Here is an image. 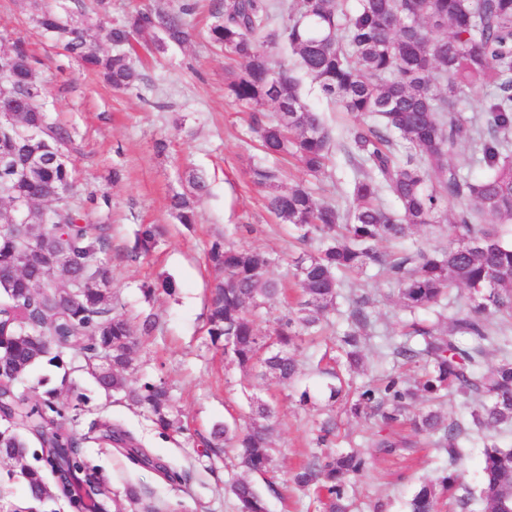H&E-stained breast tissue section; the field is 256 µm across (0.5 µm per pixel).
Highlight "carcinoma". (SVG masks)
Instances as JSON below:
<instances>
[{
  "label": "carcinoma",
  "mask_w": 512,
  "mask_h": 512,
  "mask_svg": "<svg viewBox=\"0 0 512 512\" xmlns=\"http://www.w3.org/2000/svg\"><path fill=\"white\" fill-rule=\"evenodd\" d=\"M224 0L213 11L208 40L241 61L229 72L226 94L240 104H273L276 118L256 128L265 155L289 154L313 175L325 172L331 131L319 113L302 100L299 69L323 96L357 120L349 129L345 153L354 170L353 208L316 202L297 183L278 190L280 170L257 163L248 170L252 184L271 190L266 207L291 224L303 242L316 240L313 254L294 261L300 298L267 333L259 332L256 314L277 301L281 285L268 276L271 259L230 243L212 244L208 258L223 273L209 302L207 333L222 342L224 355L242 370H257L290 385L299 373L296 352L303 336L316 338L327 314L336 309L343 288L340 275L383 276L396 285V303L409 316L403 340L379 334L370 296L350 299L343 314L346 328L336 337V366L321 370L330 379L329 400L344 403L346 413L378 416L386 427L410 424L416 434L437 437L453 470L423 484L409 512H442L453 500L464 509L478 498L484 512H512V448L497 436L512 431V0ZM34 25L93 70L116 91L138 87L143 74L131 65L125 46L141 39L161 51L189 40V17L196 4L176 10L145 7L109 31L113 51L92 45L86 31L63 15L31 0ZM283 47L295 67L275 59ZM15 87L14 125L0 131V156L15 164L37 152L47 158L26 178L0 170V276L10 279L13 295L0 303V418L30 434L43 453L65 470L74 467L91 477L97 472L80 460V439L61 409L47 398L32 405L15 382L44 359L80 353L83 369L105 393H122L147 409L166 432L182 429L167 385H131L133 330L118 311L112 270L102 259L108 228L92 221L93 210L70 198L71 171L65 160L70 135L47 122L40 101L25 94L39 90L24 42L0 50V80ZM477 84L493 90L484 111L465 118L459 103ZM467 138L481 154L489 174L481 179L450 162L459 141ZM406 151L397 150L399 144ZM188 190L172 195L170 209L182 224L195 223V200L205 192L204 178L186 176ZM460 203L450 219L454 239L438 251L416 249L389 253L386 241H400L448 214V201ZM26 209L30 227L13 223L14 207ZM158 228L144 224L137 254L154 246ZM466 291L462 304L450 298ZM380 340L385 355L412 365L407 378L387 373L375 384L354 386L365 351ZM503 353L487 370L489 350ZM449 394L472 405L471 424L438 408L414 412L417 402ZM272 404L255 401L249 422L233 429L216 425L209 448H232L241 475L226 489L239 512H266L262 494L247 479L265 475L275 462ZM482 434L483 457L478 492L463 489L455 466L463 458L462 439ZM0 450L28 452L24 438L0 432ZM369 459L359 450H338L313 457L292 474L293 483L313 489L323 512H351L350 480L363 474ZM32 497L61 494L59 486L38 480L26 484ZM464 490L459 495L457 491Z\"/></svg>",
  "instance_id": "cac0c4a2"
}]
</instances>
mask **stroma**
<instances>
[{
  "instance_id": "1",
  "label": "stroma",
  "mask_w": 512,
  "mask_h": 512,
  "mask_svg": "<svg viewBox=\"0 0 512 512\" xmlns=\"http://www.w3.org/2000/svg\"><path fill=\"white\" fill-rule=\"evenodd\" d=\"M216 2L201 0L191 19V41L154 57L134 54L132 61L142 67L145 80L136 89L118 92L30 23L29 0H0V49L24 40L45 88L48 119L66 129L73 141L75 197L82 200L94 191L110 199L98 205L93 219L109 227L104 259L112 269V295L138 331L132 381H164L184 429L160 433L147 410L121 396L105 395L78 355L41 362L16 387L34 401L45 392L54 393L81 440L82 460L97 470L118 502H125L132 487L145 502L162 504L164 512H237L236 500L224 491L231 475L225 455L205 448L204 442L214 424L245 426L251 397L275 401V469L253 481L267 512H318L313 493L289 483L288 473L321 452L316 444L319 418L299 408L295 395L306 390L313 400L325 403L324 377L305 369L289 388L244 373L206 332L211 292L222 277L208 261L214 242L268 253L273 259L269 275L278 281L288 280L293 259L304 251L287 226L268 213L264 190L247 176L250 165L262 159L254 123L270 121L276 109L269 104L254 114L225 97L228 61L203 37ZM302 94L332 131L330 168L313 177L290 165L282 184L304 181L315 200L349 208L354 172L343 146L354 120L337 112L311 79H303ZM161 140L167 144L162 152L156 149ZM116 167L124 173L117 182L112 179ZM191 171L204 177L207 190L197 200L196 223L182 224L169 203L185 189ZM144 224L157 225L159 235L154 249L136 259L132 252ZM165 279L173 283L172 292L160 289ZM147 319L155 327L144 336L140 329ZM105 424L129 433L149 463L102 442L100 428ZM387 432L381 422L362 418L340 426L338 447L364 449L370 461L369 471L349 491L355 512H372L377 502L382 512H407L419 486L448 471L446 453L429 438L418 448L379 453L370 439ZM16 469V464L0 461V512H71L60 496L32 500Z\"/></svg>"
}]
</instances>
